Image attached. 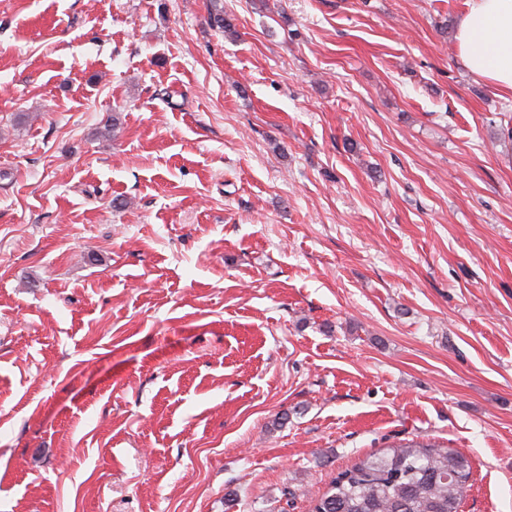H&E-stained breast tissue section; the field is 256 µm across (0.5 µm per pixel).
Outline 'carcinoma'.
Listing matches in <instances>:
<instances>
[{"instance_id": "obj_1", "label": "carcinoma", "mask_w": 512, "mask_h": 512, "mask_svg": "<svg viewBox=\"0 0 512 512\" xmlns=\"http://www.w3.org/2000/svg\"><path fill=\"white\" fill-rule=\"evenodd\" d=\"M209 22L234 32L221 0H210ZM469 475V461L458 451L399 443L339 471L310 512H459Z\"/></svg>"}]
</instances>
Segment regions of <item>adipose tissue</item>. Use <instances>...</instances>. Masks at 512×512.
I'll list each match as a JSON object with an SVG mask.
<instances>
[{
	"label": "adipose tissue",
	"mask_w": 512,
	"mask_h": 512,
	"mask_svg": "<svg viewBox=\"0 0 512 512\" xmlns=\"http://www.w3.org/2000/svg\"><path fill=\"white\" fill-rule=\"evenodd\" d=\"M457 46L472 73L512 91V0H467Z\"/></svg>",
	"instance_id": "1"
}]
</instances>
